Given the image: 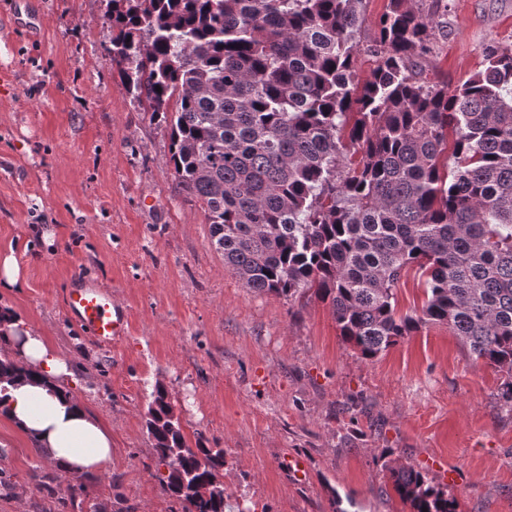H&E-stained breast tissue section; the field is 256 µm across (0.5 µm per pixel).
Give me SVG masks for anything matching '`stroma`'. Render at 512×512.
Here are the masks:
<instances>
[{"instance_id":"35a3bbf8","label":"stroma","mask_w":512,"mask_h":512,"mask_svg":"<svg viewBox=\"0 0 512 512\" xmlns=\"http://www.w3.org/2000/svg\"><path fill=\"white\" fill-rule=\"evenodd\" d=\"M20 3L0 0V255L14 254L25 282L0 301L77 366L79 396L112 429V462L82 477L80 506L62 504L38 489L52 471L40 449L0 418V512H112L118 496L132 512H179L145 428L159 384L187 440L223 449L241 512H409L389 459L426 473L458 512H512L504 375L439 324L362 358L328 304L245 288L177 182L169 128L112 71L104 0ZM422 10L448 28L426 61L432 81L460 84L487 44L512 45V0ZM77 275L129 312L112 348L66 315Z\"/></svg>"}]
</instances>
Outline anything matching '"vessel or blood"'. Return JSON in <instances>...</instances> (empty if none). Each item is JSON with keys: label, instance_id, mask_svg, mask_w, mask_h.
<instances>
[{"label": "vessel or blood", "instance_id": "vessel-or-blood-1", "mask_svg": "<svg viewBox=\"0 0 512 512\" xmlns=\"http://www.w3.org/2000/svg\"><path fill=\"white\" fill-rule=\"evenodd\" d=\"M64 308L69 319L99 346L111 347L125 336L129 317L111 289L89 277L73 279L64 291Z\"/></svg>", "mask_w": 512, "mask_h": 512}]
</instances>
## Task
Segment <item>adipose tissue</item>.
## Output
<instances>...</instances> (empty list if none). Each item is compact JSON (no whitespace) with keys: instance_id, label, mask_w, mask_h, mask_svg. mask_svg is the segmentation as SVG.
Listing matches in <instances>:
<instances>
[{"instance_id":"adipose-tissue-1","label":"adipose tissue","mask_w":512,"mask_h":512,"mask_svg":"<svg viewBox=\"0 0 512 512\" xmlns=\"http://www.w3.org/2000/svg\"><path fill=\"white\" fill-rule=\"evenodd\" d=\"M0 348L23 371L0 381V417L28 434L45 460L71 476L112 461V432L73 389L71 360L44 332L13 311L0 316Z\"/></svg>"}]
</instances>
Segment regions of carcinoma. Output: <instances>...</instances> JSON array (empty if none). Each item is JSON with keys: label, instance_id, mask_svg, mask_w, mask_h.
Segmentation results:
<instances>
[{"label": "carcinoma", "instance_id": "cac0c4a2", "mask_svg": "<svg viewBox=\"0 0 512 512\" xmlns=\"http://www.w3.org/2000/svg\"><path fill=\"white\" fill-rule=\"evenodd\" d=\"M111 2L112 64L170 124L178 183L244 286L312 293L365 359L446 325L512 403V47L488 45L451 90L423 77L439 24L415 0H388L364 47L362 0ZM362 49L378 65L361 85ZM410 270L424 300L403 314ZM146 429L182 512H226L224 449L188 444L162 385ZM388 471L410 512H457L422 471ZM39 489L83 494L51 475Z\"/></svg>", "mask_w": 512, "mask_h": 512}]
</instances>
